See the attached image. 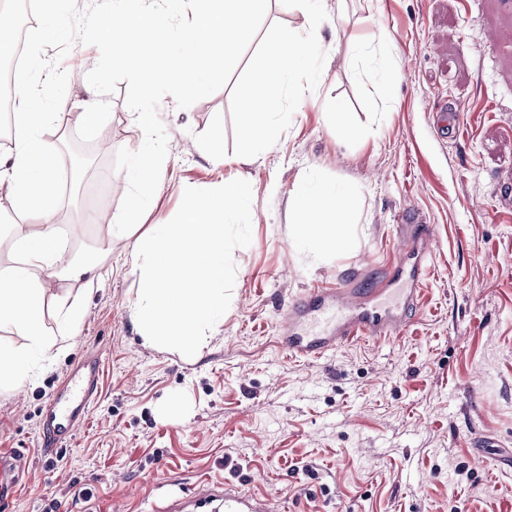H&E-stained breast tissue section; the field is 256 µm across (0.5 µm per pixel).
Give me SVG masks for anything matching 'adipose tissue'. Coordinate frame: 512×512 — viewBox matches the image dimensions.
<instances>
[{"label": "adipose tissue", "mask_w": 512, "mask_h": 512, "mask_svg": "<svg viewBox=\"0 0 512 512\" xmlns=\"http://www.w3.org/2000/svg\"><path fill=\"white\" fill-rule=\"evenodd\" d=\"M321 0H288L289 8L306 11L312 32L305 37L283 31L273 54L257 58L253 83L241 93L239 117L248 139H271L276 125L286 121L282 90L304 92L307 83L320 80L309 61L319 54L318 30L322 24ZM68 92L55 74L47 72L40 57H33L14 92L12 146L0 159V184L8 186L0 209L35 217L38 231L13 235L16 262L0 270V325L25 336L31 349L51 358L54 345L44 326L45 284L67 278L93 286L101 279L98 260L75 259L60 246L54 224L61 196L56 150L47 132L60 121L56 106L65 104ZM350 190L338 191L308 182L299 184L290 200L291 235L307 242L344 248L349 241L355 211Z\"/></svg>", "instance_id": "ef3b65f1"}]
</instances>
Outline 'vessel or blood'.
<instances>
[{"label": "vessel or blood", "mask_w": 512, "mask_h": 512, "mask_svg": "<svg viewBox=\"0 0 512 512\" xmlns=\"http://www.w3.org/2000/svg\"><path fill=\"white\" fill-rule=\"evenodd\" d=\"M432 253V234L423 229L409 235L391 274L369 292L357 295L332 284L309 289L292 303L278 342L292 358L319 359L327 352L362 340L400 335L415 309ZM98 361L77 362L41 410L40 431L46 454L66 449L88 418L98 389ZM30 465L19 448L0 449V506L9 505L22 487ZM269 512L266 501L221 481L200 482L192 494L169 501L158 512Z\"/></svg>", "instance_id": "vessel-or-blood-1"}]
</instances>
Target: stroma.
Wrapping results in <instances>:
<instances>
[{"instance_id": "35a3bbf8", "label": "stroma", "mask_w": 512, "mask_h": 512, "mask_svg": "<svg viewBox=\"0 0 512 512\" xmlns=\"http://www.w3.org/2000/svg\"><path fill=\"white\" fill-rule=\"evenodd\" d=\"M320 30L325 71L304 96L285 97L288 120L258 158L242 134L237 97L256 56L280 32L309 31L303 11L269 0L263 26L224 89L182 110L165 96L158 114L169 161L146 234L177 212L185 188L242 178L252 186V241L234 250L231 305L208 345L191 357L144 344L132 312L138 279L119 241L92 290L54 279L44 317L84 299L74 335L53 361L33 354L25 395L0 389V448L33 465L8 512H149L199 479L264 497L271 512H512V0H327ZM391 35L387 62L360 55L377 28ZM87 48L59 59L71 102L53 137L59 161L81 122ZM402 74L394 87L378 71ZM126 82L109 96L99 133L137 149ZM343 107L353 129L337 134ZM460 132L444 138L441 107ZM226 159L215 165L206 148ZM349 188L358 213L348 246L321 250L288 238V200L299 181ZM106 187L108 221L127 190L111 154L97 155L81 197L61 195L59 240L70 253L97 246L100 223L81 216ZM414 213L433 229L430 275L400 337L355 342L294 360L276 343L288 306L309 288L341 281L365 292L394 265ZM100 358L99 397L67 450L38 446L40 408L75 363Z\"/></svg>"}]
</instances>
